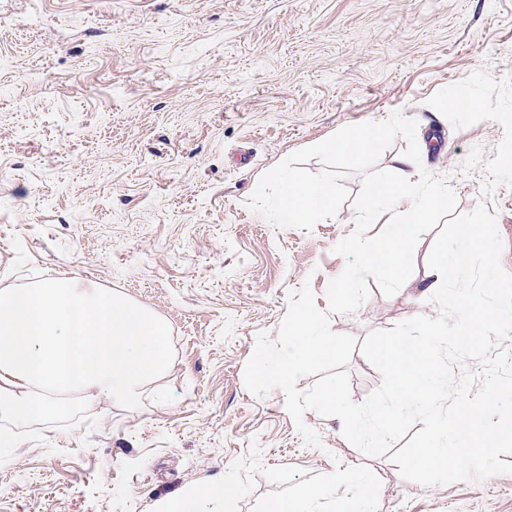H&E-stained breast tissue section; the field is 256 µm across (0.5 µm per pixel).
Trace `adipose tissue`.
<instances>
[{
  "instance_id": "ef3b65f1",
  "label": "adipose tissue",
  "mask_w": 512,
  "mask_h": 512,
  "mask_svg": "<svg viewBox=\"0 0 512 512\" xmlns=\"http://www.w3.org/2000/svg\"><path fill=\"white\" fill-rule=\"evenodd\" d=\"M167 327L152 311L91 280L58 276L0 289V447L65 415L73 402L139 405L169 364ZM231 487L206 482L157 512H224ZM328 490L303 483L263 512H320Z\"/></svg>"
}]
</instances>
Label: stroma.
I'll return each instance as SVG.
<instances>
[{"mask_svg":"<svg viewBox=\"0 0 512 512\" xmlns=\"http://www.w3.org/2000/svg\"><path fill=\"white\" fill-rule=\"evenodd\" d=\"M474 106L448 109L457 89ZM417 121L422 169L457 209L485 203L512 273V0H0V288L64 274L151 310L170 366L134 408L74 409L0 447V512H154L200 481L227 512H260L304 482L376 479V512H512V474L424 487L306 411L308 445L273 389L244 385L289 295L320 309L356 226L351 198L312 231L250 207L255 183L340 128ZM436 231L394 296L378 286L333 332L363 342L437 316L419 285Z\"/></svg>","mask_w":512,"mask_h":512,"instance_id":"35a3bbf8","label":"stroma"}]
</instances>
